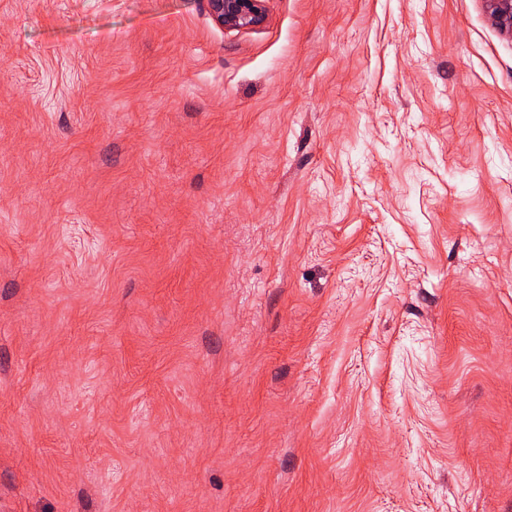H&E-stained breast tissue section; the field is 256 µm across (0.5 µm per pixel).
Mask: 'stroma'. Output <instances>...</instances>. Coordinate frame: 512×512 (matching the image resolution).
Here are the masks:
<instances>
[{
	"label": "stroma",
	"mask_w": 512,
	"mask_h": 512,
	"mask_svg": "<svg viewBox=\"0 0 512 512\" xmlns=\"http://www.w3.org/2000/svg\"><path fill=\"white\" fill-rule=\"evenodd\" d=\"M0 512H512L483 0H0ZM212 20L229 31H252L269 18V0H205Z\"/></svg>",
	"instance_id": "obj_1"
}]
</instances>
